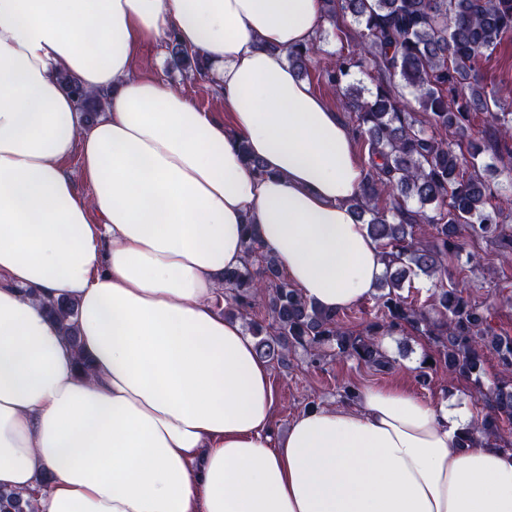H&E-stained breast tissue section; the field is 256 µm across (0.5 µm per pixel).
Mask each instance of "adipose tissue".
I'll return each mask as SVG.
<instances>
[{
	"mask_svg": "<svg viewBox=\"0 0 512 512\" xmlns=\"http://www.w3.org/2000/svg\"><path fill=\"white\" fill-rule=\"evenodd\" d=\"M323 23L321 0H0V488L35 512H512V451L403 386L272 438L271 366L215 309L250 234L324 311L376 292L385 257L351 206L368 164L285 59ZM171 31L231 126L136 73ZM66 85L68 86L70 92L73 94L74 99L76 100L84 125H91L104 115V112H101V103L98 98L89 95L76 82L72 80L66 81ZM82 112L98 113L85 115ZM49 313L55 318L58 324L64 330V336L74 346H77L78 334L74 323H71L69 318L74 315L75 304L72 301L60 300L50 302L47 305Z\"/></svg>",
	"mask_w": 512,
	"mask_h": 512,
	"instance_id": "ef3b65f1",
	"label": "adipose tissue"
}]
</instances>
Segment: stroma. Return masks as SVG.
Wrapping results in <instances>:
<instances>
[{
    "instance_id": "obj_1",
    "label": "stroma",
    "mask_w": 512,
    "mask_h": 512,
    "mask_svg": "<svg viewBox=\"0 0 512 512\" xmlns=\"http://www.w3.org/2000/svg\"><path fill=\"white\" fill-rule=\"evenodd\" d=\"M167 57L165 43L144 42L136 51L135 69L139 75L156 77L176 86L198 108L210 112L222 123H230L231 115L224 107L215 80H200L172 70ZM476 67L490 90L512 102V39L478 58ZM471 252L482 256L481 265L468 262L467 255ZM451 271L452 283L466 286L470 297L489 310L497 331L512 336V263H501L492 245L485 240L467 236L452 259ZM381 344L395 360L394 367L386 372L369 369L353 359L327 357L315 364L309 353L299 347L289 352L286 364L273 365L272 384L277 399L274 435L283 436L293 419L309 407L342 404L341 386L345 383L361 389L403 385L426 400L454 401L466 405L471 413L481 412L482 403L473 382L449 375L445 367L431 371L428 385L417 384L416 368L429 351L426 339L405 331L382 337Z\"/></svg>"
}]
</instances>
